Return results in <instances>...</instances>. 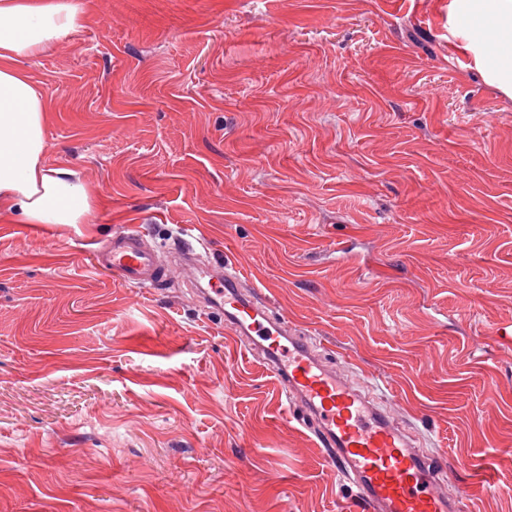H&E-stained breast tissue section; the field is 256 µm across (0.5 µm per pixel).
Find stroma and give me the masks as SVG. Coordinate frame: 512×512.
<instances>
[{"instance_id":"stroma-1","label":"stroma","mask_w":512,"mask_h":512,"mask_svg":"<svg viewBox=\"0 0 512 512\" xmlns=\"http://www.w3.org/2000/svg\"><path fill=\"white\" fill-rule=\"evenodd\" d=\"M18 62L82 224L0 216V512H360L278 377L205 309L139 288L128 224L234 263L512 512V99L448 57V0H88ZM97 263L124 282L144 288L165 282L171 268V262H164L156 252L143 246L142 232L136 225L113 233L107 245L99 251Z\"/></svg>"}]
</instances>
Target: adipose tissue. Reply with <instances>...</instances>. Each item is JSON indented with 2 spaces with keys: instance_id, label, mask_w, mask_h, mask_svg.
I'll return each instance as SVG.
<instances>
[{
  "instance_id": "1",
  "label": "adipose tissue",
  "mask_w": 512,
  "mask_h": 512,
  "mask_svg": "<svg viewBox=\"0 0 512 512\" xmlns=\"http://www.w3.org/2000/svg\"><path fill=\"white\" fill-rule=\"evenodd\" d=\"M89 19L86 0H0V215L27 224L84 223L93 192L43 163L46 104L17 66ZM450 51L512 98V0H448Z\"/></svg>"
}]
</instances>
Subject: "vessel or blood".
I'll return each instance as SVG.
<instances>
[{"label":"vessel or blood","mask_w":512,"mask_h":512,"mask_svg":"<svg viewBox=\"0 0 512 512\" xmlns=\"http://www.w3.org/2000/svg\"><path fill=\"white\" fill-rule=\"evenodd\" d=\"M97 263L144 288L165 282L171 268L143 246L136 225L113 233ZM216 267L223 275L211 291L226 325L245 350H262L296 421L327 449L364 512H457V497L440 487L444 465L415 448L392 417L352 389L304 340L289 336L287 320L274 314L257 290L246 288L240 270H226L221 261Z\"/></svg>","instance_id":"vessel-or-blood-1"}]
</instances>
